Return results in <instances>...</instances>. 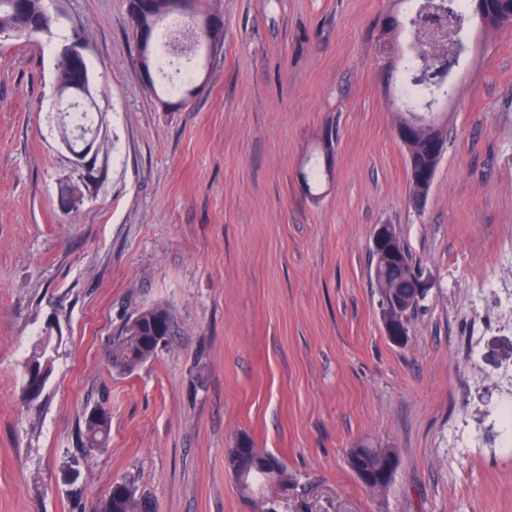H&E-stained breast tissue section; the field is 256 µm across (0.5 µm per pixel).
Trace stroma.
<instances>
[{
    "instance_id": "1",
    "label": "stroma",
    "mask_w": 512,
    "mask_h": 512,
    "mask_svg": "<svg viewBox=\"0 0 512 512\" xmlns=\"http://www.w3.org/2000/svg\"><path fill=\"white\" fill-rule=\"evenodd\" d=\"M223 48L167 106L144 80L126 0H49L50 33L0 42V512H89L118 479L160 512H254L226 450L279 455L277 512H512V454L486 417L512 367L499 322L466 357L471 290L512 240V33L454 70L448 151L409 195L393 99L409 0H209ZM85 45L98 115L73 153L53 119L55 63ZM332 177L298 171L326 128ZM390 224L430 291L405 342L386 335L369 274ZM160 306L167 343L131 372L109 346ZM57 345L40 399H20L37 336ZM105 446L77 443L95 404ZM395 448L386 494L351 448Z\"/></svg>"
}]
</instances>
